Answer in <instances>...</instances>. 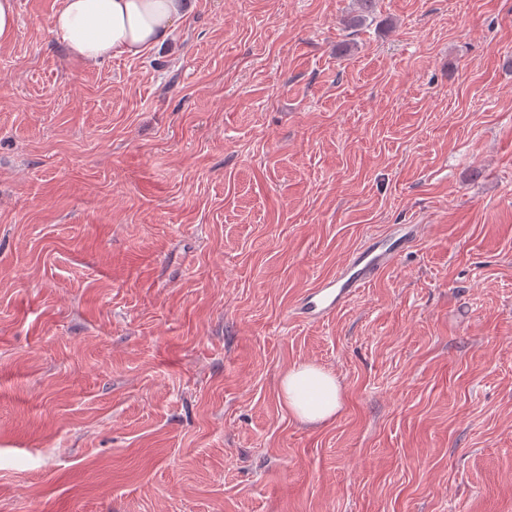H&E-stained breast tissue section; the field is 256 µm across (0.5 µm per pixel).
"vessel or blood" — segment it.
<instances>
[{
	"instance_id": "b4317fda",
	"label": "vessel or blood",
	"mask_w": 512,
	"mask_h": 512,
	"mask_svg": "<svg viewBox=\"0 0 512 512\" xmlns=\"http://www.w3.org/2000/svg\"><path fill=\"white\" fill-rule=\"evenodd\" d=\"M415 237L414 225L398 224L388 238L368 239L334 277L322 280L301 299V314L307 319L318 320L343 308L360 288L389 268L401 248Z\"/></svg>"
}]
</instances>
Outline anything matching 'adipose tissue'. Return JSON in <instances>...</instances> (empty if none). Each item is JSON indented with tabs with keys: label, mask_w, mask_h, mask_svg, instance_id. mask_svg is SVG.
Wrapping results in <instances>:
<instances>
[{
	"label": "adipose tissue",
	"mask_w": 512,
	"mask_h": 512,
	"mask_svg": "<svg viewBox=\"0 0 512 512\" xmlns=\"http://www.w3.org/2000/svg\"><path fill=\"white\" fill-rule=\"evenodd\" d=\"M192 7V0H62L53 28L72 57L92 65L163 46ZM279 398L294 420L308 425L334 419L342 406L335 376L311 363L283 372Z\"/></svg>",
	"instance_id": "obj_1"
}]
</instances>
